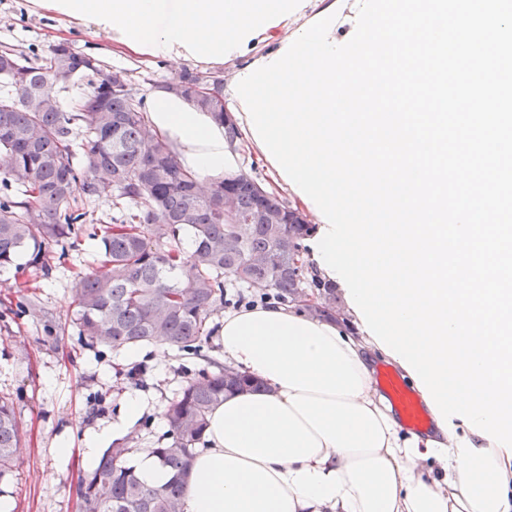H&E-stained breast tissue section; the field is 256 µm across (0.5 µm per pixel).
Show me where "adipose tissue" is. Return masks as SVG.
Returning a JSON list of instances; mask_svg holds the SVG:
<instances>
[{
  "mask_svg": "<svg viewBox=\"0 0 512 512\" xmlns=\"http://www.w3.org/2000/svg\"><path fill=\"white\" fill-rule=\"evenodd\" d=\"M310 0H31L59 21L107 35L119 50L220 65L262 48L306 19ZM148 118L202 184L235 174L254 138L229 140L209 113L160 93ZM220 355L262 382L227 394L209 415L206 442L186 476L185 512H473L460 489L448 435L403 432L375 386L379 346L366 333L295 308L226 312ZM154 403L128 394L121 416L85 438L101 446L133 430Z\"/></svg>",
  "mask_w": 512,
  "mask_h": 512,
  "instance_id": "adipose-tissue-1",
  "label": "adipose tissue"
}]
</instances>
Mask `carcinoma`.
Here are the masks:
<instances>
[{
    "label": "carcinoma",
    "mask_w": 512,
    "mask_h": 512,
    "mask_svg": "<svg viewBox=\"0 0 512 512\" xmlns=\"http://www.w3.org/2000/svg\"><path fill=\"white\" fill-rule=\"evenodd\" d=\"M114 72L58 43L41 64L13 49L0 50V78L13 93L0 95V268L30 252L46 275L49 253L64 241H98L100 269L78 275L72 327L82 344L120 352L142 345L198 355L213 335L210 320L224 306V278L257 288L283 304L313 303L316 317L336 313L333 287L305 276L302 241L310 224L251 223L260 209L285 210L263 199L256 180L238 174L207 187L185 169L175 148L151 126L127 72L128 89L112 90ZM91 76L93 93L63 109L53 87ZM211 102L189 101L224 122L221 84ZM82 134L86 163H74L72 143ZM115 191L133 211L103 230L87 226L75 195ZM233 212H224V193ZM191 238L192 247L184 246ZM254 386L226 366L186 381L168 402L165 442L152 449L171 474L150 487L128 465L139 437L104 448L82 473L75 492L80 512H184L185 476L203 440L212 409L224 394ZM23 432L12 402L0 399V477L14 470Z\"/></svg>",
    "instance_id": "carcinoma-1"
}]
</instances>
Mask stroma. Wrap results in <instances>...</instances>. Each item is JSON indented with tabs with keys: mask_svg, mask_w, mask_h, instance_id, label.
<instances>
[{
	"mask_svg": "<svg viewBox=\"0 0 512 512\" xmlns=\"http://www.w3.org/2000/svg\"><path fill=\"white\" fill-rule=\"evenodd\" d=\"M61 41L98 58L104 69L128 71L146 99L185 70L162 58L113 51L105 34L64 26L33 9L29 0H0V47L23 51L35 61ZM64 252L63 258L51 259L50 275L41 277L30 310L23 314L13 284L29 274L28 253L0 270V395L13 400L26 433L17 469L0 481V498L10 502L11 512H79L74 487L85 468L86 433L110 426L127 393L140 390L154 399L155 409L146 413L147 423L137 432L142 447H155L167 430L163 412L168 400L220 359L215 347L196 358L170 350L162 365L157 348L145 346L140 362L148 373L137 381L128 376L131 364L124 354L80 346L70 327L75 274L97 265V244L85 239L65 246ZM62 442L71 448L65 459L56 452Z\"/></svg>",
	"mask_w": 512,
	"mask_h": 512,
	"instance_id": "obj_1",
	"label": "stroma"
}]
</instances>
